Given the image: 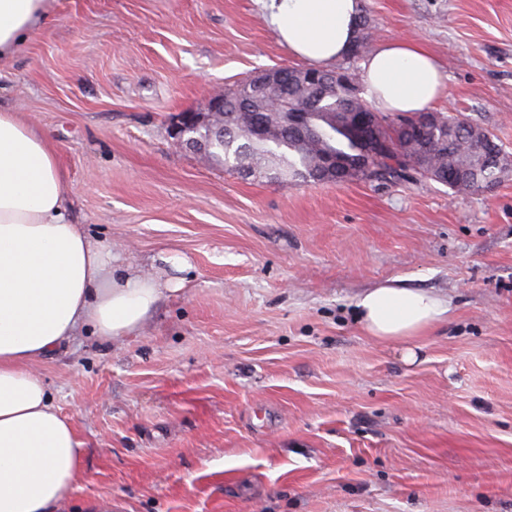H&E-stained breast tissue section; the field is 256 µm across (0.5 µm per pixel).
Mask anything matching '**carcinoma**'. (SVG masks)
Wrapping results in <instances>:
<instances>
[{"mask_svg":"<svg viewBox=\"0 0 512 512\" xmlns=\"http://www.w3.org/2000/svg\"><path fill=\"white\" fill-rule=\"evenodd\" d=\"M371 34V18L367 10L363 9L360 15V35L349 56L356 58L362 55ZM282 72L281 83L258 99L240 97L234 89L224 91V139L215 141L212 153L217 158H224L226 170L239 175L250 169L252 163L263 164L274 172L277 179L311 181L312 171L319 164L322 154L326 153L345 158L352 164L350 177H338V183L345 180L400 182L411 179L416 173L414 168L407 165L406 159L419 156L423 139L433 145V149L423 157L420 164L423 171L470 167L477 163L473 146L487 128L454 117L463 136L454 149L448 151L444 147L446 127L440 123L427 125L424 122L425 113L396 114L390 117L374 111L361 98L352 104V108L373 112L374 123L364 132V136L379 145L377 151L366 156L362 153V144L339 121L333 119L346 107L341 93L330 92L321 99H315L309 85L289 79L291 68L284 67ZM284 100L309 103L307 125L315 131L312 141L304 142L287 130H277L275 109ZM255 121L270 124L268 139L252 140L248 137L245 128ZM497 184V170L480 168L473 185L450 182L448 187L456 192H476L491 189Z\"/></svg>","mask_w":512,"mask_h":512,"instance_id":"cac0c4a2","label":"carcinoma"}]
</instances>
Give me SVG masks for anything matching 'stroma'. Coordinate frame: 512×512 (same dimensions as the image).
<instances>
[{
  "label": "stroma",
  "mask_w": 512,
  "mask_h": 512,
  "mask_svg": "<svg viewBox=\"0 0 512 512\" xmlns=\"http://www.w3.org/2000/svg\"><path fill=\"white\" fill-rule=\"evenodd\" d=\"M369 49L407 38L434 109L512 154V0H361ZM0 64V107L57 147L74 223L113 265L187 262L143 331L83 336L44 375L83 443L72 507L112 512H512V176L243 178L176 146L178 114L301 67L255 0H47ZM452 302L409 345L364 334L381 285ZM477 180L472 185L471 189L469 185L457 184L449 182L448 180H440L441 183H447L448 187L455 192H476L482 190H488L499 184L498 171L492 168H478Z\"/></svg>",
  "instance_id": "stroma-1"
}]
</instances>
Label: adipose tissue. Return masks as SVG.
<instances>
[{
  "mask_svg": "<svg viewBox=\"0 0 512 512\" xmlns=\"http://www.w3.org/2000/svg\"><path fill=\"white\" fill-rule=\"evenodd\" d=\"M289 53L322 66L359 35L360 0H256ZM48 20L45 0H0V60ZM372 100L422 112L446 75L421 45L380 44L363 63ZM170 280L135 267L114 273L112 248L72 221L55 147L16 113L0 111V512H62L82 472L74 422L36 370L75 337L116 341L137 332ZM359 322L380 341L407 340L446 319L451 302L383 285L358 296Z\"/></svg>",
  "mask_w": 512,
  "mask_h": 512,
  "instance_id": "adipose-tissue-1",
  "label": "adipose tissue"
}]
</instances>
